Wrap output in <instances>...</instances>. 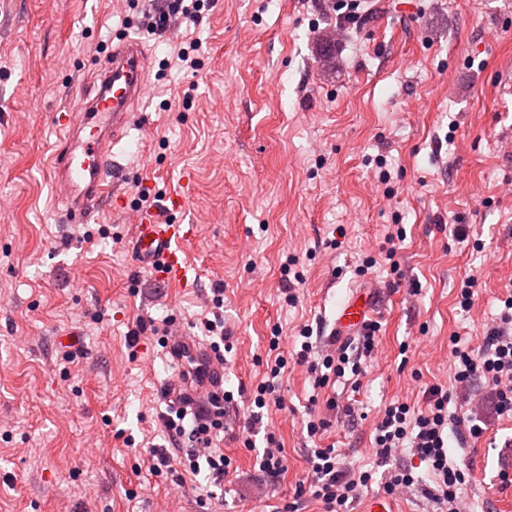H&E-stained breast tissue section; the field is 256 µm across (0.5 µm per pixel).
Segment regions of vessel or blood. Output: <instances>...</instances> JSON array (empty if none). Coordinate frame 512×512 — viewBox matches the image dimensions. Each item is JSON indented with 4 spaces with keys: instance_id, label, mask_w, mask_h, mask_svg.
Masks as SVG:
<instances>
[{
    "instance_id": "vessel-or-blood-1",
    "label": "vessel or blood",
    "mask_w": 512,
    "mask_h": 512,
    "mask_svg": "<svg viewBox=\"0 0 512 512\" xmlns=\"http://www.w3.org/2000/svg\"><path fill=\"white\" fill-rule=\"evenodd\" d=\"M147 67V52L141 43L126 40L113 50L107 65L91 73L94 96L77 109L55 116L64 136L53 155L52 178L62 194L70 223H89L102 201L112 200L117 208L122 205L121 199L112 196V149L130 126L132 106L147 92ZM192 189L191 175H183L179 190L164 197L162 208L132 214L130 248L138 267L174 285L187 278L185 246L193 241L195 227L175 223L173 215L185 212ZM366 316L362 298L345 300L336 314V335H354ZM166 352L183 370L182 376L167 386L174 403L196 406L199 390L210 391L223 384V362L193 338L176 335L168 342Z\"/></svg>"
}]
</instances>
